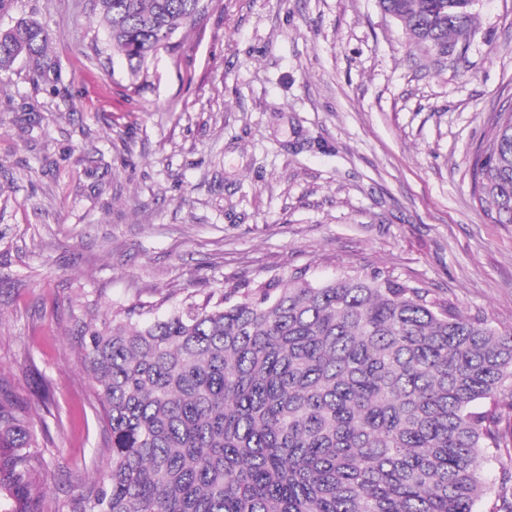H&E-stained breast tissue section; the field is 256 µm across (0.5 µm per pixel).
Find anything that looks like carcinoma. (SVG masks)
Listing matches in <instances>:
<instances>
[{"label": "carcinoma", "instance_id": "carcinoma-1", "mask_svg": "<svg viewBox=\"0 0 512 512\" xmlns=\"http://www.w3.org/2000/svg\"><path fill=\"white\" fill-rule=\"evenodd\" d=\"M205 0H93L131 80ZM476 0H379L442 59ZM52 34L0 30V72L56 69ZM472 192L512 224V112L471 166ZM110 433L69 512H512V330L387 271L314 283L301 269L162 317L72 315ZM37 409L0 373V512H53ZM492 466L494 486L483 477Z\"/></svg>", "mask_w": 512, "mask_h": 512}]
</instances>
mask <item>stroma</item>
I'll use <instances>...</instances> for the list:
<instances>
[{
	"label": "stroma",
	"instance_id": "obj_1",
	"mask_svg": "<svg viewBox=\"0 0 512 512\" xmlns=\"http://www.w3.org/2000/svg\"><path fill=\"white\" fill-rule=\"evenodd\" d=\"M444 60L378 0H208L138 80L103 53L90 0H7L59 78L0 73V372L39 416L49 497L91 481L109 434L72 308L165 314L297 268L384 270L512 329V224L470 166L512 111V0H479Z\"/></svg>",
	"mask_w": 512,
	"mask_h": 512
}]
</instances>
